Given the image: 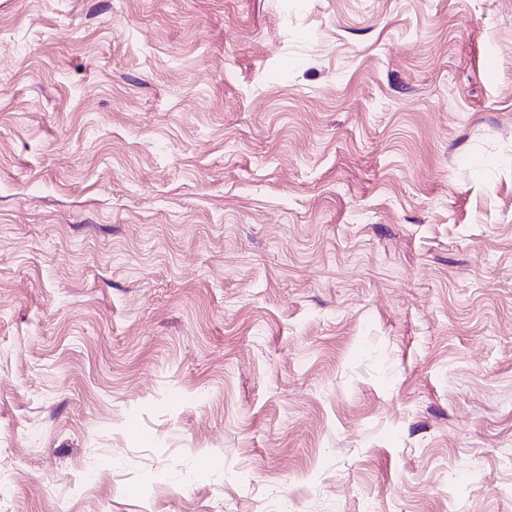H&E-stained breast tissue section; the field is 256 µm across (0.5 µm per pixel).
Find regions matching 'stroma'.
I'll list each match as a JSON object with an SVG mask.
<instances>
[{"label": "stroma", "instance_id": "35a3bbf8", "mask_svg": "<svg viewBox=\"0 0 512 512\" xmlns=\"http://www.w3.org/2000/svg\"><path fill=\"white\" fill-rule=\"evenodd\" d=\"M0 512H512V0H0Z\"/></svg>", "mask_w": 512, "mask_h": 512}]
</instances>
